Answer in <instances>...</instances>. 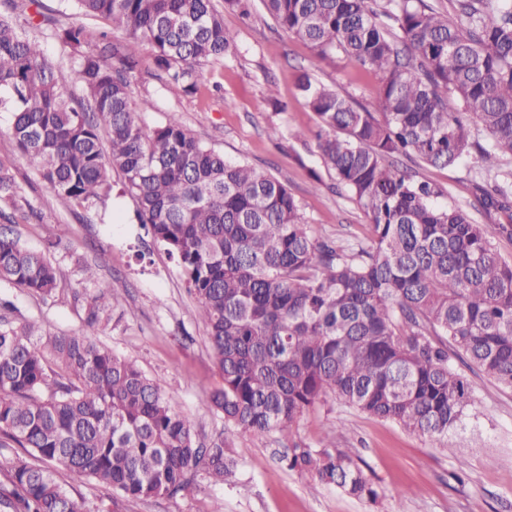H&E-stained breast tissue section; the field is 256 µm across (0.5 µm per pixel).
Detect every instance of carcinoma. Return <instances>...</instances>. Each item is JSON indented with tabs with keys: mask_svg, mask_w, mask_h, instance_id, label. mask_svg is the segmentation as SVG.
<instances>
[{
	"mask_svg": "<svg viewBox=\"0 0 512 512\" xmlns=\"http://www.w3.org/2000/svg\"><path fill=\"white\" fill-rule=\"evenodd\" d=\"M110 30L84 50L80 26L56 25L42 0L31 29L0 0V112L19 153L65 205L88 208L112 192L136 204L148 235L176 258L198 302L224 385L211 393L224 434L205 444L159 379L95 340L120 289L84 300V330L41 335L32 320L0 315V438L39 458H18L0 487V512H81L54 477L94 480L150 499L187 490L198 469L222 482L237 467L232 444L248 431H288V469L313 487L375 502L357 460L294 439L292 425L331 393L461 459L449 442L476 404L456 362L512 388V262L492 230L440 204V187L396 159L427 166L473 161V196L486 212L512 211V0H454L458 20L426 0H263L267 13L318 60L337 54L379 77L366 108L306 72L297 77L323 166L363 210L369 243L345 252L316 241L288 187L205 146L171 113L147 132L133 82L140 48L185 94L198 70L224 60L235 35L212 0H73ZM54 26L74 54L82 94L46 58L32 30ZM127 39L112 40V29ZM471 119L489 136L471 137ZM39 218L0 160V284L43 297L57 288L49 252L17 230ZM54 361L63 369L49 366Z\"/></svg>",
	"mask_w": 512,
	"mask_h": 512,
	"instance_id": "1",
	"label": "carcinoma"
}]
</instances>
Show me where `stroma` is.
<instances>
[{"instance_id":"35a3bbf8","label":"stroma","mask_w":512,"mask_h":512,"mask_svg":"<svg viewBox=\"0 0 512 512\" xmlns=\"http://www.w3.org/2000/svg\"><path fill=\"white\" fill-rule=\"evenodd\" d=\"M213 2L225 28L236 35L234 51L206 66L198 93L187 95L168 84L150 48H142L137 82L153 107L141 113V121L150 129L177 113L185 129L226 160L245 162L284 183L316 239L342 246L368 241L365 215L322 167L309 134L317 119L295 78L309 71L367 106L378 93V77L347 59L316 60L309 45L278 30L264 8L245 20L226 9L224 0ZM8 126V114L0 112V158L13 162L24 196L41 215L39 221L19 225L23 241L41 250L59 225H67L68 234L51 253L59 270L53 297L3 285L0 296L12 301L17 320H34L43 332L61 334L82 328L84 313L74 293L92 296L101 284L120 288V301L98 343L136 360L148 377L161 379L172 405L193 419L202 439L217 437L224 419L209 391L221 386L222 374L177 262L164 249L148 246L130 196L115 192L87 209L60 203L20 156ZM299 129L307 136L298 141L292 134ZM313 169L319 170L321 183L310 178ZM418 169L442 188L444 202L462 207L472 202L468 163ZM87 266L95 270V280H86ZM464 374L476 390L478 409L452 437L466 450L461 460L396 423L330 397L305 411L292 433H239L233 445L236 472L221 483L201 470L190 490L140 501L92 480L73 484L61 470L56 479L72 490L82 512H512V388L475 369ZM292 438L314 448L329 443L360 459L379 492L377 503L333 487L310 491L309 477L288 470L279 459V448Z\"/></svg>"}]
</instances>
